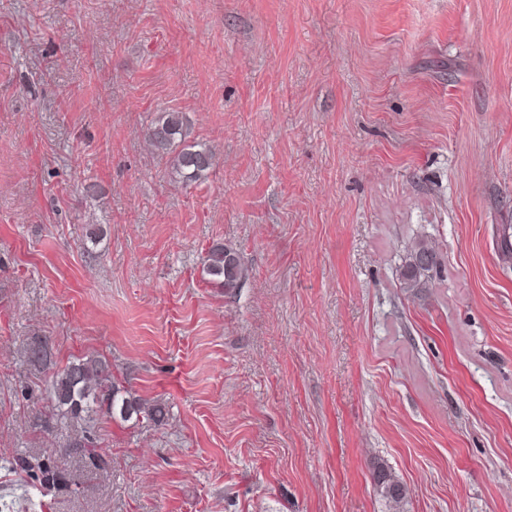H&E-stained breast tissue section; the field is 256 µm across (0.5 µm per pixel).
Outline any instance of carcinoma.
I'll return each instance as SVG.
<instances>
[{"mask_svg":"<svg viewBox=\"0 0 512 512\" xmlns=\"http://www.w3.org/2000/svg\"><path fill=\"white\" fill-rule=\"evenodd\" d=\"M188 127L179 112H166L146 137L155 153L165 161L170 173L185 184L198 183L208 178L216 164L212 149L199 142L188 140ZM499 260L512 266V224H505L497 243ZM203 271L210 276V283L224 293L233 292L247 277V267L239 252L223 244L212 246L205 257ZM445 271L442 256L425 235L417 236L407 249L399 270L400 286L410 291L422 283L439 278ZM48 343L36 339L32 342L29 363L42 370L52 371L49 397L54 403L55 416L61 420L84 422L77 437L64 448V453L87 459L98 468L106 465L100 448L97 447L89 416L101 409L120 416L123 421L133 418L147 424L162 426L168 420L169 409L159 401L148 402L140 398L125 396L112 379L109 365L97 358L76 359L56 368L51 360ZM54 448L41 455L25 452L16 454L7 461L8 466L27 473L34 486L45 493L68 487L66 473L59 468ZM374 483L378 494L386 501L390 512H404L407 492L405 487L384 468L377 470Z\"/></svg>","mask_w":512,"mask_h":512,"instance_id":"obj_1","label":"carcinoma"}]
</instances>
